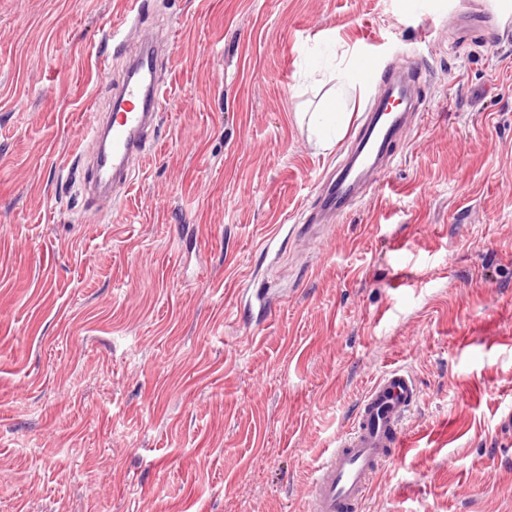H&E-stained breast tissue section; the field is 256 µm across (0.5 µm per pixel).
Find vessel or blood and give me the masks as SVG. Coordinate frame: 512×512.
<instances>
[{"label":"vessel or blood","instance_id":"1","mask_svg":"<svg viewBox=\"0 0 512 512\" xmlns=\"http://www.w3.org/2000/svg\"><path fill=\"white\" fill-rule=\"evenodd\" d=\"M142 51L135 56V72L115 90L109 112L91 129L99 157L90 158L91 177L84 184L85 207L98 216L119 199L131 182L133 165L150 149L158 109L164 97L156 74L160 53L149 30L139 33ZM364 83L385 78L386 96L370 107L356 137L358 167L367 172L387 165L392 148L406 129L404 113L395 103L410 104L419 75L416 70L379 66L364 56L355 64ZM360 178L346 169L321 188L315 206L320 223L334 222L349 209L358 194ZM420 396L413 375L396 368L381 375L359 400L349 432L338 442L307 491V512H362L374 477L405 448V422Z\"/></svg>","mask_w":512,"mask_h":512}]
</instances>
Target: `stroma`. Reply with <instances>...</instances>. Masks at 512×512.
Returning <instances> with one entry per match:
<instances>
[{
	"label": "stroma",
	"instance_id": "1",
	"mask_svg": "<svg viewBox=\"0 0 512 512\" xmlns=\"http://www.w3.org/2000/svg\"><path fill=\"white\" fill-rule=\"evenodd\" d=\"M0 0V512H306L387 369L409 447L365 512H512V32L493 0ZM128 23L124 39L113 25ZM173 43L156 145L87 216L89 129L137 31ZM394 160L307 217L382 82ZM344 106V97L334 90L320 108L310 115L309 123L320 136V142L325 147H329L332 143L331 134H336L343 125Z\"/></svg>",
	"mask_w": 512,
	"mask_h": 512
}]
</instances>
